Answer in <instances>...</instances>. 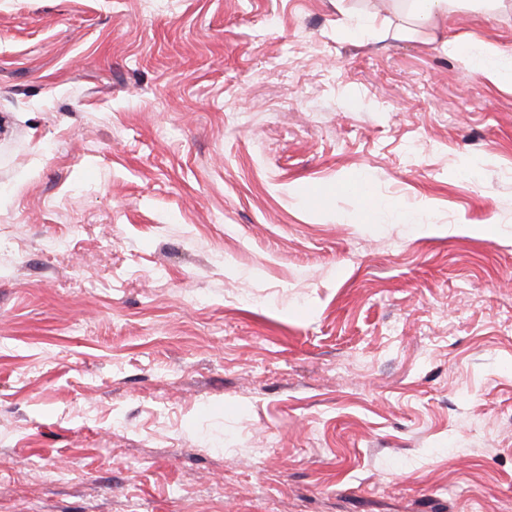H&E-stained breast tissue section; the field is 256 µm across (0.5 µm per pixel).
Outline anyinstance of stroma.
Here are the masks:
<instances>
[{"label": "stroma", "instance_id": "stroma-1", "mask_svg": "<svg viewBox=\"0 0 512 512\" xmlns=\"http://www.w3.org/2000/svg\"><path fill=\"white\" fill-rule=\"evenodd\" d=\"M411 10L0 0V512H512V0ZM415 4L416 20L420 23H428L438 16L448 14V3L451 0H413ZM442 47L449 56L456 57L467 71L477 73L489 82L512 80L511 73L507 75L495 65L490 53L472 54L467 45L457 39H448Z\"/></svg>", "mask_w": 512, "mask_h": 512}]
</instances>
